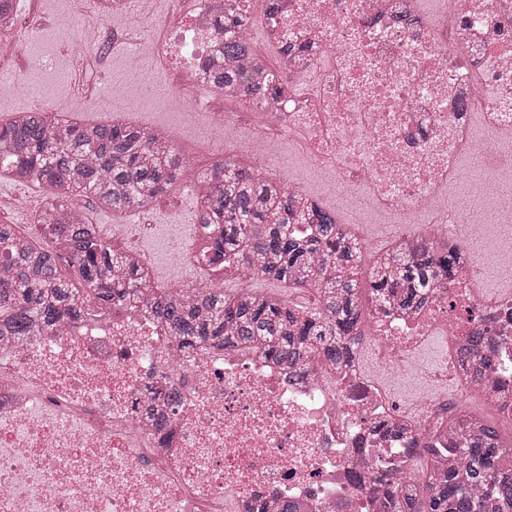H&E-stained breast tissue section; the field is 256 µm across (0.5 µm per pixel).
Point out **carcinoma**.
<instances>
[{
  "label": "carcinoma",
  "instance_id": "obj_1",
  "mask_svg": "<svg viewBox=\"0 0 512 512\" xmlns=\"http://www.w3.org/2000/svg\"><path fill=\"white\" fill-rule=\"evenodd\" d=\"M16 7L0 0V36L13 37ZM253 23L230 8L224 14V69L209 76L226 97L249 101L272 93L266 68L248 43ZM194 158L170 135L132 122L84 124L43 110L0 120V176L47 189L36 214L45 245L15 224H0V340L53 332L85 308H110L129 299L162 322L178 348L263 347L292 369L349 355L348 336L361 335L365 311L357 279L341 271L363 262V248L346 235L336 213L301 203L259 162L220 157L192 176ZM196 185L197 264L207 285L153 286L134 251L102 236L80 215L91 198L102 210L135 212L169 195L178 183ZM307 224L310 231L300 226ZM459 251L435 240L409 245L379 259L369 279L375 306L415 313L442 278L454 277ZM233 271L242 280L272 279L290 288H315L318 306L303 310L253 288L224 291L213 277ZM507 336H472L468 358L488 367ZM478 395L502 412L512 406V385ZM377 434L410 439L386 422ZM448 441L453 448L439 447ZM435 448H410V468L365 470L379 512H512V440L482 414L441 419Z\"/></svg>",
  "mask_w": 512,
  "mask_h": 512
}]
</instances>
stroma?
Listing matches in <instances>:
<instances>
[{
  "label": "stroma",
  "mask_w": 512,
  "mask_h": 512,
  "mask_svg": "<svg viewBox=\"0 0 512 512\" xmlns=\"http://www.w3.org/2000/svg\"><path fill=\"white\" fill-rule=\"evenodd\" d=\"M88 14L79 12L76 0H27L15 20V36L0 48V67L15 77L0 80V116L35 108L69 115L79 85L111 84L112 99L101 107L80 113L85 123L110 121L112 116L146 127L170 130L177 147L195 152L197 170H204L218 156L231 152V145L210 143L212 115L194 107H174L166 89L149 92L148 69L129 57L114 40L86 59L68 53ZM196 204L192 194L159 199L150 210L151 232L140 235L136 247L151 262L155 282L164 287L183 282L199 283L201 270L183 273L170 246L180 241L192 244L196 237Z\"/></svg>",
  "instance_id": "1"
}]
</instances>
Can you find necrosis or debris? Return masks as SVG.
I'll list each match as a JSON object with an SVG mask.
<instances>
[{
	"label": "necrosis or debris",
	"mask_w": 512,
	"mask_h": 512,
	"mask_svg": "<svg viewBox=\"0 0 512 512\" xmlns=\"http://www.w3.org/2000/svg\"><path fill=\"white\" fill-rule=\"evenodd\" d=\"M167 0L163 14L110 0L104 24L135 60L170 79L177 103L209 109L219 98L203 71L224 59L226 4ZM251 42L281 89L251 100L250 155L272 165L271 142L294 144L328 189L372 204L398 230L377 260L426 234L461 256L455 278L418 312L375 314L351 358L290 370L257 349L177 350L135 303L68 321L51 335L0 344V512H265L287 500L307 512H372L354 479L371 462L377 421L430 431L446 403L406 408L366 371L476 386L464 338L491 325L512 335V243L475 258L455 186L480 172L494 187L512 171V0H277ZM506 281L483 287L485 265ZM448 348L432 366L415 351L432 335ZM172 378L161 443L141 406Z\"/></svg>",
	"instance_id": "obj_1"
}]
</instances>
